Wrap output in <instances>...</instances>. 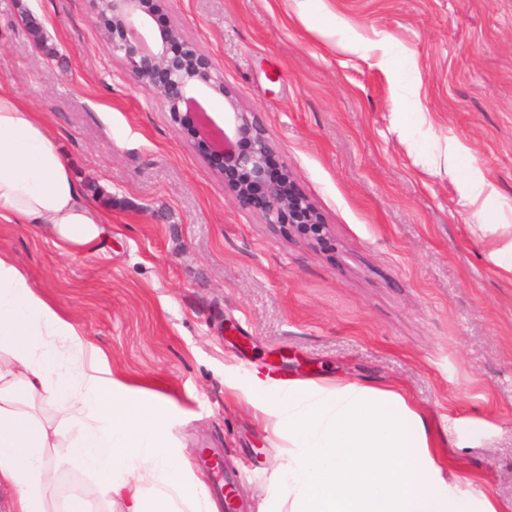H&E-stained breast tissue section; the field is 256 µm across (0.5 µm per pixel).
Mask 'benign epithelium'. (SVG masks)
Instances as JSON below:
<instances>
[{
    "label": "benign epithelium",
    "instance_id": "obj_1",
    "mask_svg": "<svg viewBox=\"0 0 512 512\" xmlns=\"http://www.w3.org/2000/svg\"><path fill=\"white\" fill-rule=\"evenodd\" d=\"M107 15L106 41L112 57L135 81L151 91L163 111L194 139L206 157L216 160L224 192L242 209L255 211L267 224L296 225L324 231L326 225L314 203L296 186L288 170L272 166L273 146L256 113L238 108L212 57L183 38L174 26L158 29L146 40L142 29L154 16L155 0H100ZM218 94L227 101L224 113L230 132L220 147L203 131L205 110L200 97ZM237 485L224 486V512H241Z\"/></svg>",
    "mask_w": 512,
    "mask_h": 512
}]
</instances>
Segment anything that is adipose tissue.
Returning <instances> with one entry per match:
<instances>
[{
    "mask_svg": "<svg viewBox=\"0 0 512 512\" xmlns=\"http://www.w3.org/2000/svg\"><path fill=\"white\" fill-rule=\"evenodd\" d=\"M289 8L328 41L359 46L329 0H289ZM497 195L485 177L467 178L472 216L493 237L489 258L512 278V225L487 215ZM0 223L47 226L67 254L90 251L112 233L40 115L1 87ZM87 353L82 332L0 256V489L14 491V512H86L49 490L52 464L71 457L105 494L134 485L129 512H212L170 445V401L128 391L86 362ZM244 397L257 414L275 417L288 437L280 484L289 512H496L491 500L460 492L442 477L431 425L400 393L257 379ZM45 402L57 419L40 414ZM68 420L83 422L78 439L68 440Z\"/></svg>",
    "mask_w": 512,
    "mask_h": 512,
    "instance_id": "obj_1",
    "label": "adipose tissue"
}]
</instances>
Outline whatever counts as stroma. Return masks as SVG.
Listing matches in <instances>:
<instances>
[{
	"mask_svg": "<svg viewBox=\"0 0 512 512\" xmlns=\"http://www.w3.org/2000/svg\"><path fill=\"white\" fill-rule=\"evenodd\" d=\"M288 2L162 0L149 30L175 26L220 64L326 239L234 204L113 59L95 0H0V84L41 114L112 220L111 242L80 256L48 228L0 223V253L115 380L173 401L187 476L210 483L199 451L216 449L243 512H270L288 449L243 397L254 373L401 393L428 419L443 476L512 512V280L444 161L446 142L465 145L464 171L495 184L490 210L512 223V0H330L360 55L325 44ZM384 40L412 68L381 66ZM54 485L100 512L76 464H56Z\"/></svg>",
	"mask_w": 512,
	"mask_h": 512,
	"instance_id": "stroma-1",
	"label": "stroma"
}]
</instances>
